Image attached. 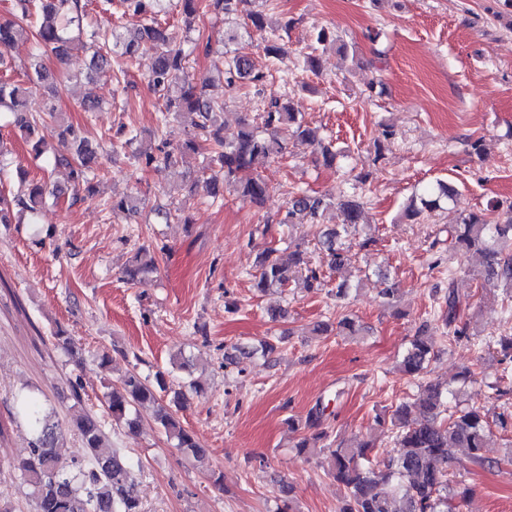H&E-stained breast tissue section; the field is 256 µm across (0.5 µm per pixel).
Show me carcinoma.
I'll return each mask as SVG.
<instances>
[{
    "instance_id": "1",
    "label": "carcinoma",
    "mask_w": 512,
    "mask_h": 512,
    "mask_svg": "<svg viewBox=\"0 0 512 512\" xmlns=\"http://www.w3.org/2000/svg\"><path fill=\"white\" fill-rule=\"evenodd\" d=\"M123 15L136 21V27L118 42H111L100 29L83 31L88 15L86 0H15L13 18L0 21V67L7 66L5 52L22 39L34 43L35 54L29 69L24 71L26 82L0 78V110L13 114L14 128L26 140H34L32 149L39 157L46 151L45 139H33L38 122L57 119L53 106H46L36 116L26 106L31 86L53 89L52 74L40 61L39 51L49 48L59 58L75 47L90 45L94 48L91 72L109 73L116 84L128 90L125 70L112 69V57L134 58L145 45L155 51V63L148 83L155 92L162 93L161 121L167 123L173 116L191 127L188 137L171 145L165 139L149 148L140 149L136 159L147 168L165 171L178 163L187 150L200 148V142L209 145L205 179L215 196H224V187L249 197L258 206L264 204L270 189L259 176L258 170L271 159L283 154L284 135L291 133L319 150L323 165L336 166L339 153L325 143L320 128L313 127L299 117V113L274 98L261 115V124L247 120L241 123L237 136L224 140V89L244 81L258 83L264 75L253 70L248 54L234 50L224 69V83L215 85L192 82L187 74V58L177 37L161 26L157 6L162 0H119ZM256 0H176L183 30L190 33L196 18L210 12L225 16L245 15L246 32L263 35L267 54L278 57L284 53L280 37L267 33L269 23L262 10L252 7ZM61 148L53 151L54 164L69 169L72 182L84 186V193H73L69 205L85 203L97 194L94 165L99 147L82 136V129L71 123L60 125ZM60 197L61 191L49 187L48 182L36 181L25 185L12 200L0 196V224H10L24 216L34 218L46 196ZM452 197L448 184L439 180L419 198H411L403 211L407 220L419 218L423 212L440 207V202ZM333 207L324 195L301 192L289 202L280 224H299L307 220L321 223L326 210ZM344 214L341 225L326 224L321 231L320 250L324 260L312 262L308 252L300 245L284 249L268 247L258 255L252 287L260 293L281 291L292 282L302 281L303 287L316 290L324 285L325 270H340L347 257L342 238L360 224H367L363 203L350 195L340 200ZM114 216L130 217L139 209L138 199L126 196L104 204ZM449 248L456 254L475 253L482 258V268L476 276L490 287H512V216L504 222H492L483 213H470L448 225ZM157 270L156 260L142 248L134 257L125 276L140 280ZM460 298L454 289V279H448V292L438 319L444 329L454 336L467 335V327L458 324ZM337 329L345 334L356 332L355 321L344 316L333 323L317 325L321 333ZM435 336L429 324L421 325L403 355L400 370L415 377L425 371L434 349ZM275 345L262 340L255 346L234 344L224 349V365H233L241 357L258 353L268 355ZM166 389L164 374L155 376L151 383L139 372L130 370L120 380V387L106 395V404L112 420L122 423L128 431L139 427L138 408L154 407V418L166 436L174 441L186 458L203 463L208 451L200 445L194 434L181 423L177 413L159 402L157 391ZM456 391L441 383L429 382L421 387L416 399L419 417L409 416L408 406L399 404L390 416L377 415L376 422L391 434L395 454H384L376 462L370 459L373 441L342 440L337 445H319L328 438L319 430L324 408L315 406L305 417L288 418L294 432L305 431L295 444L298 453L319 449L326 454L329 472L345 488L344 501L339 512H448L450 487L446 468L457 448L469 449L473 462L482 464L481 454L488 432V420L482 408L473 405L448 411V396ZM13 417L24 423L31 435L27 455L14 465L20 483L29 489L32 512H143L135 487L132 466L127 456L107 443L106 432L95 414L81 411L74 415L70 427L79 436L85 456L67 461L61 454L65 429L56 418V412L45 406L37 393L23 388L13 396Z\"/></svg>"
}]
</instances>
